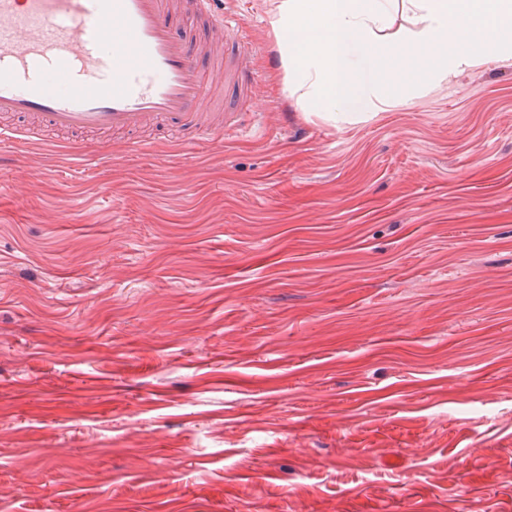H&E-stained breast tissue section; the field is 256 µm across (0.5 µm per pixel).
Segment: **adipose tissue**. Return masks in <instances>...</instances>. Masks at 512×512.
<instances>
[{
	"instance_id": "adipose-tissue-1",
	"label": "adipose tissue",
	"mask_w": 512,
	"mask_h": 512,
	"mask_svg": "<svg viewBox=\"0 0 512 512\" xmlns=\"http://www.w3.org/2000/svg\"><path fill=\"white\" fill-rule=\"evenodd\" d=\"M284 88L316 112L344 116L397 102L396 48L421 60L429 86L512 55V0H269ZM411 19L393 30L396 13Z\"/></svg>"
}]
</instances>
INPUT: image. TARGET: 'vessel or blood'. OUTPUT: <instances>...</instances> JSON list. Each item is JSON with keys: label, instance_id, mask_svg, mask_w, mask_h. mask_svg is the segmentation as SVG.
Instances as JSON below:
<instances>
[{"label": "vessel or blood", "instance_id": "obj_1", "mask_svg": "<svg viewBox=\"0 0 512 512\" xmlns=\"http://www.w3.org/2000/svg\"><path fill=\"white\" fill-rule=\"evenodd\" d=\"M188 19L210 40L240 41L244 21L224 0H185ZM173 0H0V145L47 132L123 131L167 126L203 141L244 123L239 94L258 83L249 53L212 64L237 97L207 121L196 106L204 57Z\"/></svg>", "mask_w": 512, "mask_h": 512}]
</instances>
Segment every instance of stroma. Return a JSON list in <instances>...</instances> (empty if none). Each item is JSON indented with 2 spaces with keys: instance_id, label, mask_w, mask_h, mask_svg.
Returning <instances> with one entry per match:
<instances>
[{
  "instance_id": "stroma-1",
  "label": "stroma",
  "mask_w": 512,
  "mask_h": 512,
  "mask_svg": "<svg viewBox=\"0 0 512 512\" xmlns=\"http://www.w3.org/2000/svg\"><path fill=\"white\" fill-rule=\"evenodd\" d=\"M0 168V512H512V58L346 120Z\"/></svg>"
}]
</instances>
